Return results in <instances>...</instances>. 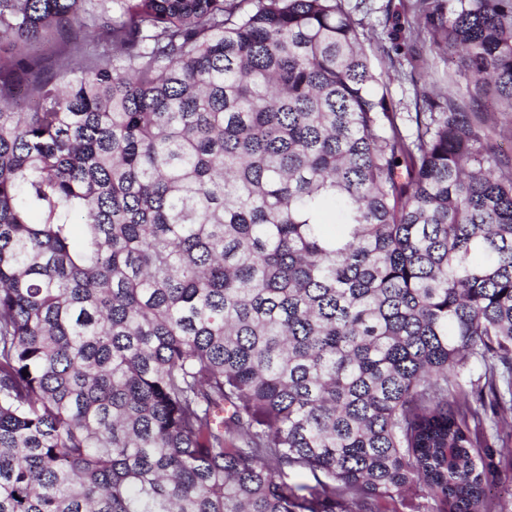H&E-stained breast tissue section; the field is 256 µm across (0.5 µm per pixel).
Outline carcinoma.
<instances>
[{
  "instance_id": "carcinoma-1",
  "label": "carcinoma",
  "mask_w": 512,
  "mask_h": 512,
  "mask_svg": "<svg viewBox=\"0 0 512 512\" xmlns=\"http://www.w3.org/2000/svg\"><path fill=\"white\" fill-rule=\"evenodd\" d=\"M419 5L408 136L344 0H0V512H495L512 0ZM486 134L497 142L504 153L512 155V112H502L496 105H488L481 115Z\"/></svg>"
}]
</instances>
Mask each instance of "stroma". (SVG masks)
Wrapping results in <instances>:
<instances>
[{"instance_id": "stroma-1", "label": "stroma", "mask_w": 512, "mask_h": 512, "mask_svg": "<svg viewBox=\"0 0 512 512\" xmlns=\"http://www.w3.org/2000/svg\"><path fill=\"white\" fill-rule=\"evenodd\" d=\"M345 6L376 47L372 65L395 111L446 99L448 75L457 65L432 50L430 26L416 0H345Z\"/></svg>"}]
</instances>
